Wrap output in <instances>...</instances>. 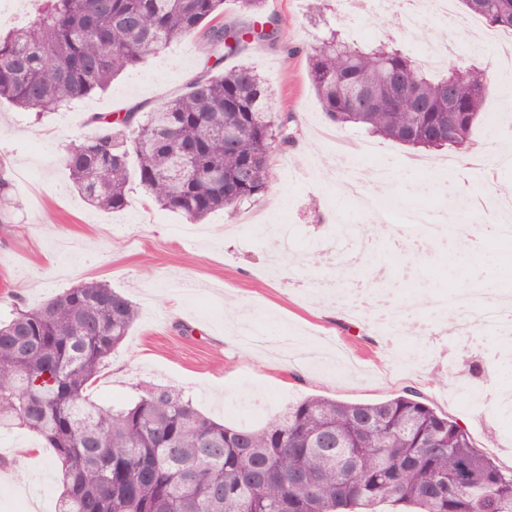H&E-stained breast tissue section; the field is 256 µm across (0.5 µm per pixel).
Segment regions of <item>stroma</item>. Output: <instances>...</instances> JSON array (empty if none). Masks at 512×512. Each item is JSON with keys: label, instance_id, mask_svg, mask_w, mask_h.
Wrapping results in <instances>:
<instances>
[{"label": "stroma", "instance_id": "1", "mask_svg": "<svg viewBox=\"0 0 512 512\" xmlns=\"http://www.w3.org/2000/svg\"><path fill=\"white\" fill-rule=\"evenodd\" d=\"M311 6V0H266L264 13L278 19L282 37L240 57L263 73L271 111L295 116L294 144L271 156L267 194L238 210L210 214L196 235L184 232V215L157 206L134 180L124 210L107 213L88 205L69 180L63 158L75 139L90 133L92 114L136 105L148 110L185 93L188 80L204 66L197 39L172 43L117 77L106 92L67 110L35 115L0 102V161L13 193L12 221L0 224V319L15 307L33 308L64 289L101 281L127 295L140 318L102 368L92 392L99 404L132 401L151 386H174L192 394L210 418L258 427L307 395L378 402L413 389L464 423L500 466L512 468V412H502L493 401L512 393V363H490L482 348L466 350L436 336H386L340 304L371 275L349 261L350 250L331 217L334 208L346 213L397 284V308L417 307L427 315L435 295L479 290L488 279L512 294V238L488 242L491 269L485 276L459 258L428 251L414 269L416 279L431 287L425 293L406 280L391 251L397 227L337 203L335 180L350 171L336 169L335 144L319 134L329 122L308 73L319 34ZM341 25L359 39L397 37L419 60L444 34L433 21L403 33L389 17L358 16ZM491 57V51L466 47L455 59L456 65L475 63L486 73L482 115L471 135L472 145L492 148L481 169L461 181L446 167L448 160L461 159L458 150L417 151L378 140V162L390 169L402 209L439 207L443 190L456 187L479 199L462 221L467 228L495 216L498 199L512 196V134L504 132L512 127V112L492 110L494 101L512 96V72H495ZM173 296L180 302L175 315L169 311ZM237 317L264 329L278 325L281 335L305 344L309 359L290 361L272 345L246 348L232 329ZM36 439L24 429L0 430V457L12 463L9 479L0 478V512H55L63 484L52 450L21 452ZM33 469L42 479L30 497L21 481Z\"/></svg>", "mask_w": 512, "mask_h": 512}]
</instances>
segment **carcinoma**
<instances>
[{
	"mask_svg": "<svg viewBox=\"0 0 512 512\" xmlns=\"http://www.w3.org/2000/svg\"><path fill=\"white\" fill-rule=\"evenodd\" d=\"M249 19L214 23L224 0H40L24 26L0 27V100L58 111L172 42L200 35L204 74L149 112L131 107L70 145L64 165L91 206L128 203L130 166L163 209L199 221L264 195L288 119L269 111L249 64L224 60L272 44L265 0H237ZM512 32V0H461ZM309 77L326 118L412 149L467 150L486 93L478 68L440 76L396 43H356L323 20ZM139 317L101 282L70 288L0 322V428H26L63 471L58 512H512V470L416 391L380 402L309 395L261 427L205 417L156 386L105 409L90 393Z\"/></svg>",
	"mask_w": 512,
	"mask_h": 512,
	"instance_id": "carcinoma-1",
	"label": "carcinoma"
}]
</instances>
